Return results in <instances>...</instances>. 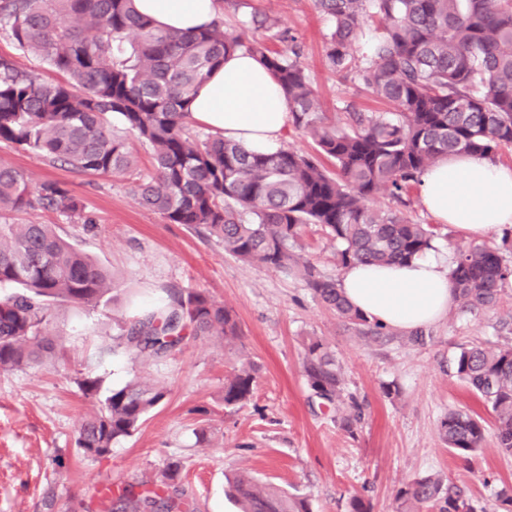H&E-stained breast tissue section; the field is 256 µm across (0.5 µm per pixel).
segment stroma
I'll list each match as a JSON object with an SVG mask.
<instances>
[{
    "mask_svg": "<svg viewBox=\"0 0 512 512\" xmlns=\"http://www.w3.org/2000/svg\"><path fill=\"white\" fill-rule=\"evenodd\" d=\"M250 10L279 20L301 46V62L329 122H344L352 103L378 112L379 103L329 69L330 23L314 0H248ZM134 169L90 175L0 145V161L33 182L58 181L84 203L93 221L71 224L47 210L29 221L56 225L69 242L112 272L110 302L80 311L58 308L51 330L61 353L52 365L0 373V512H107L97 485L159 478L169 460L183 464L178 487L197 512H228V476L248 471L262 482L307 499L311 512H351L359 495L372 512H396V494L416 477L436 476L462 487L476 512H492L497 492L512 485V456L487 436L475 455L449 450L439 434L451 410L493 416L455 376L461 347L512 345V279L497 306L477 313L451 309L423 328V342L406 331L366 336L322 303L299 276L225 253L205 231L165 223L139 205L136 174L152 167L148 150L129 138ZM301 253L320 272L340 278L336 245L319 225L302 229ZM198 288L231 309L242 351L255 366L243 407L224 406V379L233 353L211 337L189 338L160 361L111 349L112 320L129 318L166 300L174 288ZM322 339L342 373L344 400L330 404L307 385L304 348ZM139 377L167 395L132 435L102 456L76 446L81 420L104 395ZM84 379L100 390L88 395ZM356 399L362 417L353 430L340 423ZM209 440H197L200 429Z\"/></svg>",
    "mask_w": 512,
    "mask_h": 512,
    "instance_id": "stroma-1",
    "label": "stroma"
}]
</instances>
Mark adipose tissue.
<instances>
[{
	"label": "adipose tissue",
	"instance_id": "obj_1",
	"mask_svg": "<svg viewBox=\"0 0 512 512\" xmlns=\"http://www.w3.org/2000/svg\"><path fill=\"white\" fill-rule=\"evenodd\" d=\"M140 13L173 34L213 21L217 0H135ZM194 119L247 150L273 153L293 125L281 87L250 52L228 54L189 105ZM419 196L428 213L472 237L512 230V167L470 154L448 156L421 176ZM451 256L436 247L403 264L356 263L345 268L339 288L369 320L415 330L445 317L456 304Z\"/></svg>",
	"mask_w": 512,
	"mask_h": 512
}]
</instances>
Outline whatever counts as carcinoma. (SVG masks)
I'll use <instances>...</instances> for the list:
<instances>
[{
  "label": "carcinoma",
  "instance_id": "cac0c4a2",
  "mask_svg": "<svg viewBox=\"0 0 512 512\" xmlns=\"http://www.w3.org/2000/svg\"><path fill=\"white\" fill-rule=\"evenodd\" d=\"M331 22L326 62L337 75L358 81L388 106L382 112L347 110L346 123L327 121L323 102L300 61L288 29L252 12L230 29L217 18L188 34H170L136 11L134 0H0V36L44 68L62 76L47 81L0 55V143L83 173L124 174L132 167L127 136L146 145L152 169L138 174L142 207L167 224L203 228L224 252L248 262L295 269L338 316L380 334L381 326L346 301L336 279L322 275L294 251L306 224L324 227L336 243L340 268L353 263L390 265L433 248L428 224L399 210L371 206L381 191L397 200L442 158L468 153L490 160L512 145V0H315ZM74 25L64 26L60 17ZM289 43L277 50L249 39L250 28ZM372 33L359 61L353 42ZM244 48L269 69L284 91L293 127L311 138L317 155L290 148L273 154L247 151L220 134L192 135L188 104L224 56ZM117 118L123 133L112 130ZM331 160L330 173L323 160ZM52 210L73 224H92L79 198L57 181L31 183L0 162V371L52 360L59 338L49 330L58 305L94 309L112 291V273L51 224H15L12 214ZM459 308L494 307L512 265L493 247L456 251L451 269ZM112 346L136 359L159 361L189 336L236 346L235 313L197 288L169 292L167 303L132 321L114 319ZM456 376L490 408L497 447L512 455V345L463 347ZM304 371L316 396H342L341 368L320 339L305 347ZM254 367L242 358L224 380V407L248 399ZM166 397L164 388L134 378L105 396L103 407L80 425L77 447L102 456L131 436ZM485 420L454 410L440 423L449 448L469 456L482 448ZM182 464H166L161 478L128 484L110 498L109 512H195L169 492ZM241 512H308L288 496L242 473L230 484ZM398 512H474L453 484L432 476L411 480L397 493Z\"/></svg>",
  "mask_w": 512,
  "mask_h": 512
}]
</instances>
